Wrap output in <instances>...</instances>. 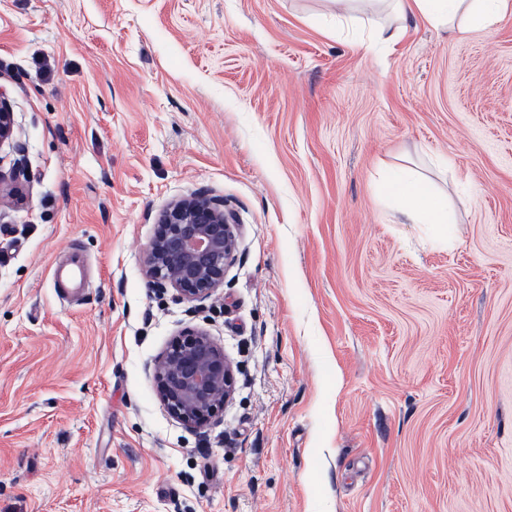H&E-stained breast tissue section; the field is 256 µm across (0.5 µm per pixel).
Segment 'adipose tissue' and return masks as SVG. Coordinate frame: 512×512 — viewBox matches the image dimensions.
<instances>
[{
  "label": "adipose tissue",
  "instance_id": "adipose-tissue-1",
  "mask_svg": "<svg viewBox=\"0 0 512 512\" xmlns=\"http://www.w3.org/2000/svg\"><path fill=\"white\" fill-rule=\"evenodd\" d=\"M394 17L415 11L429 23L451 31L463 32L478 27L489 29L512 13V0H387ZM387 193L404 201L402 214L409 224H433L437 240H448L451 217L448 200L425 179L397 173L384 183Z\"/></svg>",
  "mask_w": 512,
  "mask_h": 512
}]
</instances>
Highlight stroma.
Returning a JSON list of instances; mask_svg holds the SVG:
<instances>
[{
	"label": "stroma",
	"mask_w": 512,
	"mask_h": 512,
	"mask_svg": "<svg viewBox=\"0 0 512 512\" xmlns=\"http://www.w3.org/2000/svg\"><path fill=\"white\" fill-rule=\"evenodd\" d=\"M0 0L25 199L0 208V512H512V13L463 33L356 0ZM447 194L450 245L383 190ZM205 191L237 257L148 288ZM79 246L76 301L51 279ZM203 330L235 391L193 432L152 367ZM234 223V215L224 212V199L205 192L171 203L160 213L145 255L148 287H171L188 302L209 299L235 260Z\"/></svg>",
	"instance_id": "obj_1"
}]
</instances>
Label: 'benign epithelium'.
<instances>
[{
    "label": "benign epithelium",
    "mask_w": 512,
    "mask_h": 512,
    "mask_svg": "<svg viewBox=\"0 0 512 512\" xmlns=\"http://www.w3.org/2000/svg\"><path fill=\"white\" fill-rule=\"evenodd\" d=\"M14 133L13 112L0 94V148ZM20 176H26L20 161L11 176L0 172V205L14 201ZM236 252L234 215L224 212V199L200 192L160 213L143 273L152 289L171 287L182 300L204 301L224 285ZM153 374L168 413L191 430L208 426L235 388L224 349L201 330L180 335L156 361Z\"/></svg>",
    "instance_id": "7a95c632"
}]
</instances>
